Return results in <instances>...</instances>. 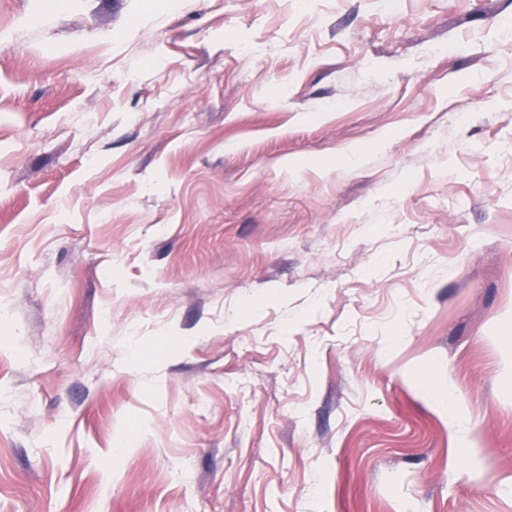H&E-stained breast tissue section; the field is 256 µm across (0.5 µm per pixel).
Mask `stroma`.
<instances>
[{
    "instance_id": "obj_1",
    "label": "stroma",
    "mask_w": 512,
    "mask_h": 512,
    "mask_svg": "<svg viewBox=\"0 0 512 512\" xmlns=\"http://www.w3.org/2000/svg\"><path fill=\"white\" fill-rule=\"evenodd\" d=\"M508 15L0 0V512H512Z\"/></svg>"
}]
</instances>
